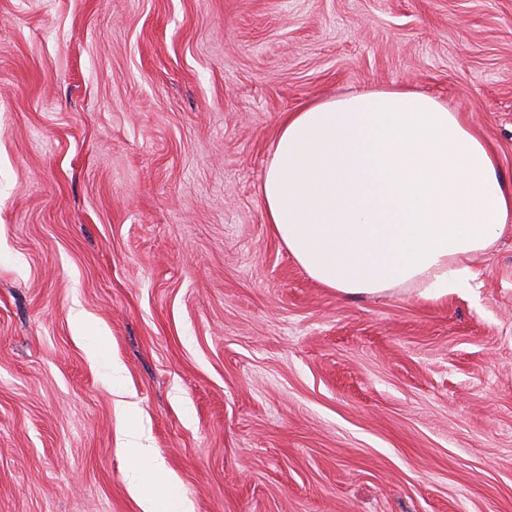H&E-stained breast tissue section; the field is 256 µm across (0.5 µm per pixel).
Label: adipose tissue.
Here are the masks:
<instances>
[{"label":"adipose tissue","instance_id":"obj_1","mask_svg":"<svg viewBox=\"0 0 512 512\" xmlns=\"http://www.w3.org/2000/svg\"><path fill=\"white\" fill-rule=\"evenodd\" d=\"M267 223L307 274L349 296L469 289L471 258L512 231V188L485 143L437 99L404 88L285 113L260 183ZM120 431L141 512H194L137 418Z\"/></svg>","mask_w":512,"mask_h":512}]
</instances>
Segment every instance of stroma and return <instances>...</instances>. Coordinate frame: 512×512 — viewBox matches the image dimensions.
<instances>
[{"instance_id":"obj_1","label":"stroma","mask_w":512,"mask_h":512,"mask_svg":"<svg viewBox=\"0 0 512 512\" xmlns=\"http://www.w3.org/2000/svg\"><path fill=\"white\" fill-rule=\"evenodd\" d=\"M394 86L512 185V0H0V512H139L116 359L195 512H512V233L428 302L265 220L282 113Z\"/></svg>"}]
</instances>
